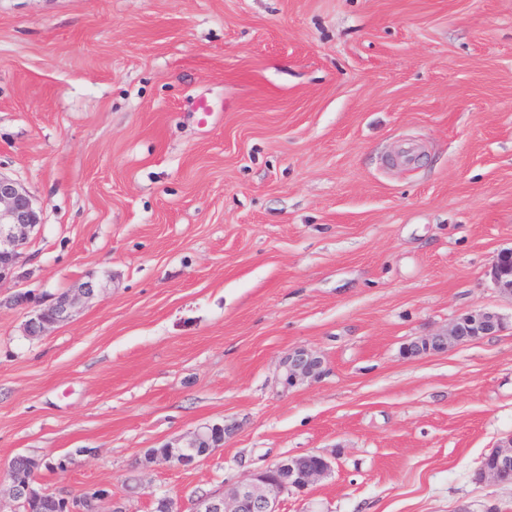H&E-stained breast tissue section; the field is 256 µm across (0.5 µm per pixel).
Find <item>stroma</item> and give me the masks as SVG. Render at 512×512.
<instances>
[{
  "instance_id": "1",
  "label": "stroma",
  "mask_w": 512,
  "mask_h": 512,
  "mask_svg": "<svg viewBox=\"0 0 512 512\" xmlns=\"http://www.w3.org/2000/svg\"><path fill=\"white\" fill-rule=\"evenodd\" d=\"M0 173L40 217L0 285V466L151 512L316 451L282 512H512L476 477L512 435V0H0ZM479 308L505 330L404 356ZM297 347L323 372L290 388ZM205 423L223 448L147 463ZM492 284L498 292L512 297V248L499 252L489 271ZM104 285L90 279L54 297L48 304H37L25 323V333L31 337L45 336L53 325L69 321L77 305L83 299H89L99 293Z\"/></svg>"
}]
</instances>
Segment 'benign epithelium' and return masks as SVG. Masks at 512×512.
I'll use <instances>...</instances> for the list:
<instances>
[{"label":"benign epithelium","instance_id":"7a95c632","mask_svg":"<svg viewBox=\"0 0 512 512\" xmlns=\"http://www.w3.org/2000/svg\"><path fill=\"white\" fill-rule=\"evenodd\" d=\"M40 223L30 191L18 181L0 173V285L15 278L23 250L31 232ZM498 292L512 297V248L499 252L489 271ZM104 285L93 279L54 297L44 306L38 304L25 323V333L31 337L46 335L53 325L69 321L77 305L94 297ZM504 329L503 318L486 309L469 311L458 317L448 328L422 336L404 348L409 358H423L476 342L486 336H496ZM284 383L290 387L316 380L322 373L323 360L314 352L297 347L288 352L282 362ZM228 428L220 423L204 424L191 432L180 446L151 453L150 462L166 467H188L198 456L199 449L210 455L224 447ZM496 465L483 471L482 478L498 484H512V435L491 451ZM336 468V457L309 451L286 455L265 469L224 492L207 493L191 500L190 512H281L283 496L303 494L315 483L330 477ZM8 498L13 512L31 502L64 501L65 512H100V504L109 500L110 512H126L121 502L109 490L94 487L80 495L65 491L50 492L39 487L36 480L12 483ZM153 512H184L182 500L166 494L153 495Z\"/></svg>","mask_w":512,"mask_h":512}]
</instances>
